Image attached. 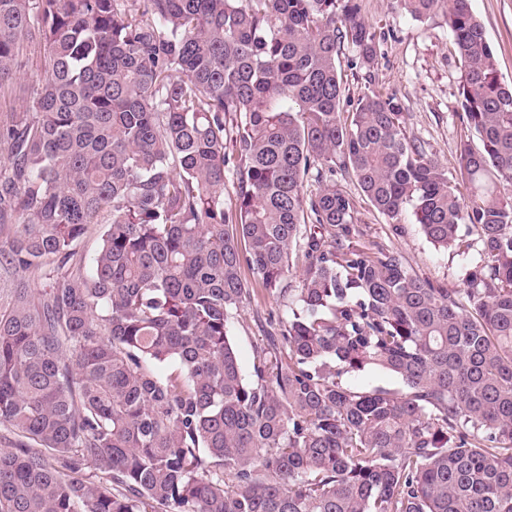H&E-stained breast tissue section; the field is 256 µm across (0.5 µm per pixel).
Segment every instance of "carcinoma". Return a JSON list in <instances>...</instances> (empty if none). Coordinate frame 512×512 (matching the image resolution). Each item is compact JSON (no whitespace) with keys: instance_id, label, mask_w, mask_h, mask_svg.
<instances>
[{"instance_id":"carcinoma-1","label":"carcinoma","mask_w":512,"mask_h":512,"mask_svg":"<svg viewBox=\"0 0 512 512\" xmlns=\"http://www.w3.org/2000/svg\"><path fill=\"white\" fill-rule=\"evenodd\" d=\"M399 2L463 64L458 180L396 97L343 99V49L378 57L356 0H0V98L44 58L0 120V512H512V83L471 0ZM358 194L475 232L464 288L367 252ZM246 267L288 300L248 375ZM101 233V224L91 225L86 235L77 243L78 258L82 257L87 265L99 248ZM348 383L355 387L371 388L382 386L391 389L401 388L400 382L393 376L380 372H365L348 377Z\"/></svg>"}]
</instances>
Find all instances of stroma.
Segmentation results:
<instances>
[{
	"instance_id": "1",
	"label": "stroma",
	"mask_w": 512,
	"mask_h": 512,
	"mask_svg": "<svg viewBox=\"0 0 512 512\" xmlns=\"http://www.w3.org/2000/svg\"><path fill=\"white\" fill-rule=\"evenodd\" d=\"M357 2L380 40L377 61L370 68L358 64L353 48H344L338 72L350 97L358 98L372 89L397 97L403 106L402 121L408 136L420 142L450 175H457V147L468 133L459 97L463 67L443 14L421 22L404 13L396 0ZM472 9L494 50L500 78L512 82V0H472ZM357 225L360 241L367 248L399 251L420 277L452 292L462 288L463 257L452 250L434 248L415 225L413 216H406L404 232L396 235L384 217L364 200ZM243 275L256 294L233 325V341L241 366L247 371L256 349L264 343L259 318L282 310L283 305L262 290L251 270H244Z\"/></svg>"
}]
</instances>
